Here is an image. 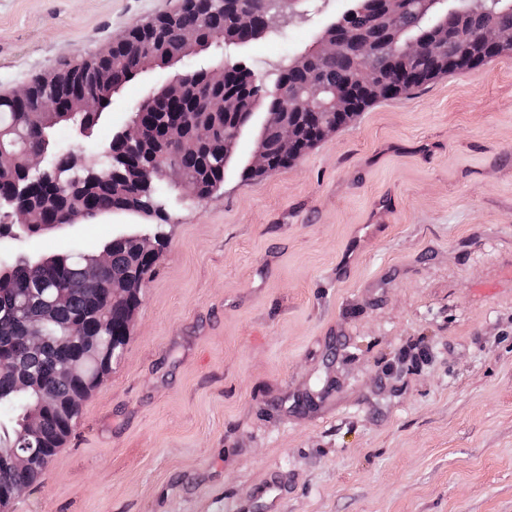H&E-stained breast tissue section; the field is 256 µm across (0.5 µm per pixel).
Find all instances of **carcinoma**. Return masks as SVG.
Segmentation results:
<instances>
[{"label":"carcinoma","mask_w":512,"mask_h":512,"mask_svg":"<svg viewBox=\"0 0 512 512\" xmlns=\"http://www.w3.org/2000/svg\"><path fill=\"white\" fill-rule=\"evenodd\" d=\"M385 0H357L355 17L337 34L339 49L328 58H313L299 66L294 60H284L270 73L266 84L269 93L254 96L244 92V78L232 70L225 77L222 87L213 88L195 75L188 83L185 96L161 106L168 112H185L187 135L199 125L214 131L211 144L184 148L163 140L157 120L150 115L141 122L144 140L156 151H168L176 160L183 173L202 186L206 196L224 182V133H232L242 121L243 114L258 108L265 111L283 109L282 96L293 101L289 122L297 126L298 151L304 153L330 131L347 123L358 112L383 95L370 91L357 93L351 106L336 117L332 126H323V115L310 109L306 103L312 80L319 83V99L330 101L334 94L355 87L359 71L371 67L380 74L400 84L406 91L418 87L441 74L462 71L486 62L512 46L495 51L483 47V30L492 25L512 29V0H471L463 5L461 0H392L388 3L386 15L379 14L386 5ZM245 7L250 11V25L236 30L229 28L230 13ZM277 11V0H229L224 12L211 9L209 0H184L181 11L175 15L161 16L143 23H137L128 31L112 39V43L96 53V56H110L115 63L108 71L105 81L99 84L101 94L118 90L132 79L142 67H168L170 54L179 50L182 33L194 30L199 35L201 49L205 54L215 48L214 42L222 39L224 45L235 48L264 35L270 36L275 30L268 25L272 14ZM436 38L444 46L439 57L428 59L417 75L406 78L397 69L396 62L413 41ZM370 45L372 53L362 52L364 45ZM88 69L85 60L66 63L54 73L51 82L38 79L30 84V96L24 101L13 97L0 96V130L21 139L28 152H47L54 155L64 188L34 190L27 201L36 214L37 223L30 224L26 231L37 234L41 227L51 228L63 223L68 216L84 211L89 218L108 214L112 211L156 210L155 198L140 192L146 173L138 158H126L122 145L107 143L111 159L115 162L114 172L79 187H69L68 178L76 162L74 154L55 139V128L62 124H79L92 128L96 125L92 116L70 112L71 100L89 92L83 81H69L70 75ZM237 93L238 105L233 112H224L209 105L213 99L231 92ZM49 113L50 123L43 121ZM24 160L21 158L0 159V198L7 200L17 192V185L25 182ZM112 261L108 279H130L134 283V304L123 308L100 307L90 301L81 288L85 287L84 252L77 246L66 256H48L38 265L27 259L8 265L0 275V349L13 354L18 369L38 375L50 387L60 402V409L48 417L43 424L44 445L58 449L70 433L79 410L71 408L73 395L84 398L98 386L112 363L120 354H112V342L123 345L122 337L130 335L128 318L140 304L144 278L151 265L138 259L136 246L131 240H113L106 245ZM64 290L68 301L61 305L52 322L46 324L50 343L37 352L26 349L17 337L25 335L18 328L14 317L16 308L23 304L32 317L42 313L43 302ZM86 322L90 335H97V324H108L104 332L102 354L86 363L81 382L70 386L57 378L60 367L74 353L76 345L68 339L70 326ZM33 400L29 394L16 391L12 376L0 375V413L15 417L14 427L0 433V444L12 443L21 429L26 406ZM43 468L27 471L0 472V480L16 484L31 485L40 477Z\"/></svg>","instance_id":"obj_1"}]
</instances>
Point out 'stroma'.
Returning a JSON list of instances; mask_svg holds the SVG:
<instances>
[{
  "mask_svg": "<svg viewBox=\"0 0 512 512\" xmlns=\"http://www.w3.org/2000/svg\"><path fill=\"white\" fill-rule=\"evenodd\" d=\"M180 0H0V95ZM349 0H302L234 50L260 74ZM181 66L137 74L78 165ZM164 217L114 212L0 238L99 253L161 228L122 358L9 512H512V52L380 99L289 167Z\"/></svg>",
  "mask_w": 512,
  "mask_h": 512,
  "instance_id": "obj_1",
  "label": "stroma"
}]
</instances>
